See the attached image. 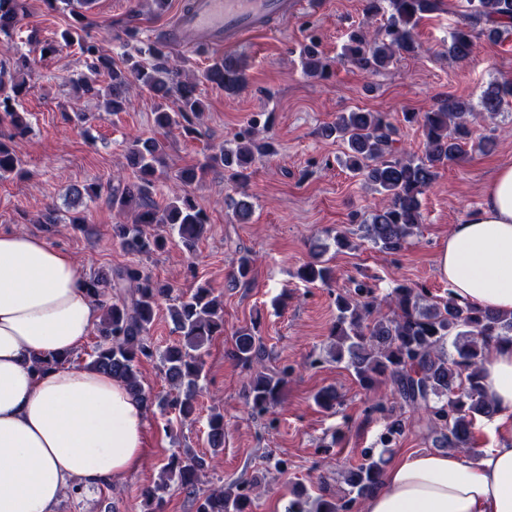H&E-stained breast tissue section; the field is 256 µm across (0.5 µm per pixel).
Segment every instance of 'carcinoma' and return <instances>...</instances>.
I'll list each match as a JSON object with an SVG mask.
<instances>
[{
    "instance_id": "carcinoma-1",
    "label": "carcinoma",
    "mask_w": 512,
    "mask_h": 512,
    "mask_svg": "<svg viewBox=\"0 0 512 512\" xmlns=\"http://www.w3.org/2000/svg\"><path fill=\"white\" fill-rule=\"evenodd\" d=\"M391 12L386 23L372 31L361 25L353 30L343 45L342 57L354 67L373 76L387 70L402 54L416 55L421 45L414 30L429 14L440 10L441 0H364L367 21L377 18L382 3ZM462 20L453 29L448 55L456 62L470 59L474 39L483 34L497 40L512 32V0H465ZM25 13L23 0H0V35H13L20 16ZM75 24L61 33L65 43L78 46L87 70L104 77L81 78L75 86L104 99L103 111L124 112L131 104L130 90L136 86L156 100L155 125L168 133L178 130L186 136L196 134L193 119L204 111L197 94L198 79L182 76L171 64L169 42L160 39L142 46L136 32L129 31L122 62L104 54L82 26L84 14L72 12ZM304 73L322 77L328 63L315 39H309L302 51ZM32 61L21 55L12 71L0 70V119L18 130L28 127L26 113L19 102L30 91L25 76ZM201 79L226 95H235L248 84L245 60L234 54L212 59ZM512 104V80L489 83L478 104L446 96L427 112H406L403 122L417 123L424 131L423 154L398 157L395 145L402 136L400 122L389 112L351 110L341 112L324 128L323 135L336 137L344 146L345 167L361 177L380 195L379 204L358 224L362 238L380 251H401L422 224L421 196L436 181L440 171L462 159L464 146L471 139L475 113L493 120ZM254 120L234 134L235 146L204 157L197 166L180 171L184 184L199 181L211 169L224 168L227 180L245 184L256 162L276 153L273 142L258 138ZM164 155V143L155 137H137L130 142L127 160L135 170V181L112 186V209L131 214L130 220L113 227L114 234L128 250L149 257L164 249L165 238L147 233L150 224H167L186 247L201 239L207 215L188 192L175 194L160 206L154 200V188ZM21 159L13 148L0 140V176L20 169ZM100 185L90 183L70 193L69 207L74 208L88 196L95 198ZM250 256L239 258L232 281L251 280ZM328 261L316 260L300 266L298 278L308 284H326L333 278ZM86 285L101 315L97 323V341L88 353L87 366L112 374L126 382L130 391L145 405L157 404L164 411L186 422L196 412L200 380L204 378V356L214 337L224 332L223 306L213 289L199 285L188 292L174 293V287L161 284L139 267H119L111 275L86 279ZM169 301L168 313L179 340L160 351L147 341L160 299ZM335 342L331 356L346 368L366 389L386 381L400 407L421 410L427 427L435 434L439 448L458 450L475 443L478 421L491 419L498 409L482 396L481 368L495 344L512 342V314L502 315L461 303L452 296L435 300L428 289L416 283L397 284L385 297L361 283L352 294L336 296ZM454 353H448L447 342ZM231 358L251 370L262 364L266 347L254 330L242 328L235 334ZM158 358L171 391L154 402L145 393L139 376L144 358ZM287 372L260 373L252 378L246 398L251 410L265 414L277 400ZM406 418L394 409L384 415L377 443L384 448L395 445L403 434ZM207 444L213 452L224 447V414L213 412L207 421ZM206 465L202 456L173 452L162 467L158 482L147 491V504H156L158 512L163 494L172 485L193 495L197 512H247L248 487L233 482L227 486L199 492L200 475ZM384 460L366 452V462L347 471L346 483L355 497L338 503L320 488L316 512H346L351 504L376 489L384 475Z\"/></svg>"
}]
</instances>
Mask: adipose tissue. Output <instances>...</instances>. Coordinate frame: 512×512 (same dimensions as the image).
I'll return each instance as SVG.
<instances>
[{
  "label": "adipose tissue",
  "mask_w": 512,
  "mask_h": 512,
  "mask_svg": "<svg viewBox=\"0 0 512 512\" xmlns=\"http://www.w3.org/2000/svg\"><path fill=\"white\" fill-rule=\"evenodd\" d=\"M455 298L512 313V167L498 169L436 259ZM100 311L70 253L0 230V512H57L73 484L97 488L137 470L146 409L127 385L91 367L34 370V357L73 352ZM497 414L478 453L417 449L393 461L363 512H512V343L482 370Z\"/></svg>",
  "instance_id": "1"
}]
</instances>
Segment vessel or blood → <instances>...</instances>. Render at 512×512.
Returning a JSON list of instances; mask_svg holds the SVG:
<instances>
[{"instance_id":"vessel-or-blood-1","label":"vessel or blood","mask_w":512,"mask_h":512,"mask_svg":"<svg viewBox=\"0 0 512 512\" xmlns=\"http://www.w3.org/2000/svg\"><path fill=\"white\" fill-rule=\"evenodd\" d=\"M301 7V0H193L192 9L176 18L168 39L188 49L219 43L230 48Z\"/></svg>"}]
</instances>
